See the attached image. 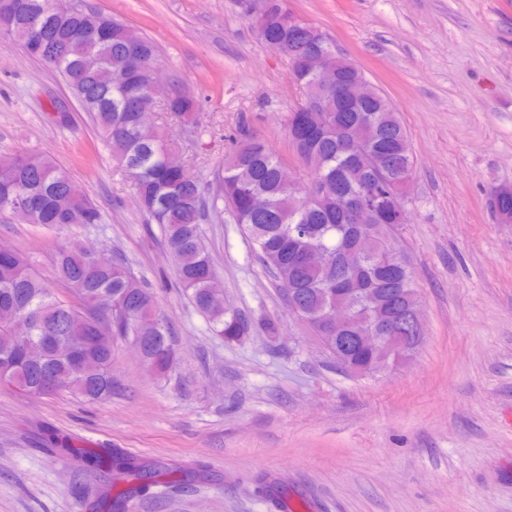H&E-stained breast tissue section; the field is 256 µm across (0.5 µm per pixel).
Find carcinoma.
Here are the masks:
<instances>
[{
    "label": "carcinoma",
    "mask_w": 512,
    "mask_h": 512,
    "mask_svg": "<svg viewBox=\"0 0 512 512\" xmlns=\"http://www.w3.org/2000/svg\"><path fill=\"white\" fill-rule=\"evenodd\" d=\"M18 5L9 40L29 56L48 64L66 83L117 166L133 180L139 207L158 225L171 255L177 279L196 310L219 335L235 340L245 333L239 315L224 307L212 285L217 269L204 241L202 224L207 209H225L251 240L265 269L285 297L288 309L321 337L325 350L336 352V332L327 315L338 303L353 307L359 318L346 336L412 332L406 323V301L417 293L404 254L395 243V207L369 215L350 209L348 202L368 187L382 190L414 171L409 136L386 95L373 89L360 112L336 110L319 78L302 62L316 46L307 29L293 34L279 22L286 0H257L266 9L259 15L258 33L268 46L289 54L304 91L320 100L321 112L292 107L285 130L296 156L310 169L316 189L297 193L281 178L282 159L268 144L242 131L211 196L200 178L186 168L167 165V138L159 126L143 125L139 113L155 108L148 71L133 68L130 48L148 59L158 56L156 43L121 20L79 4L58 18L33 7L49 0H12ZM106 27L104 42L85 41L81 32ZM100 60L97 71L81 67L86 56ZM167 111L184 122L197 123V101L178 92ZM357 124L362 138L350 141L346 130ZM68 170L44 153L0 156V213L15 212L30 197L41 200L33 223L52 228H81L99 224L102 215L87 196L72 192ZM498 211L512 219V188L497 189ZM371 233L389 258L377 260L361 249L363 234ZM320 250L322 264L308 256ZM54 275L77 299L72 304L55 296L50 283L34 270L24 252L0 257V369L35 396L70 391L88 400L112 395V346L117 339H141L146 362L155 372L169 368L173 350L169 331L157 315L153 290L133 276L121 257L87 252L71 237L57 248ZM369 295L379 300L375 314L365 315ZM38 346L41 359L28 358ZM98 468H114L144 484L103 498L123 512L138 493L159 486L157 472L129 459L94 455Z\"/></svg>",
    "instance_id": "obj_1"
}]
</instances>
